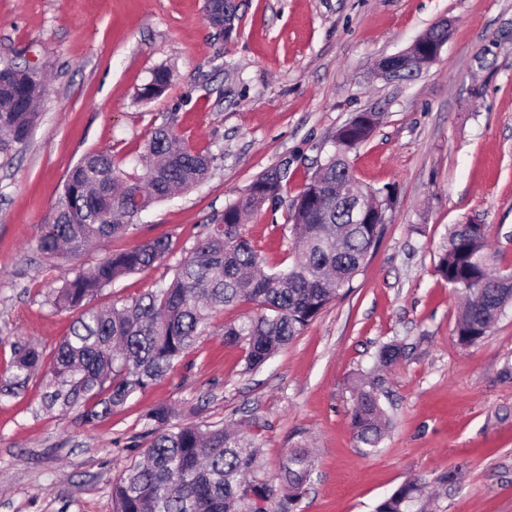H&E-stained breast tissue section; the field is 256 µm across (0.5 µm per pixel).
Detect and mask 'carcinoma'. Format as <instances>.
<instances>
[{
	"label": "carcinoma",
	"mask_w": 512,
	"mask_h": 512,
	"mask_svg": "<svg viewBox=\"0 0 512 512\" xmlns=\"http://www.w3.org/2000/svg\"><path fill=\"white\" fill-rule=\"evenodd\" d=\"M206 0V16L218 29L232 30L236 18ZM438 37L430 28L400 52L395 79L417 76L412 61ZM3 68L29 72V85L19 87L0 75V153L23 143L36 124L37 103L47 85L39 71L7 63ZM171 72L153 71L141 99L162 95ZM357 121L339 127L332 137L334 151L309 177L288 205L294 262L266 269V258L246 235L247 213L265 203L280 204L287 193V172L277 167L262 172L236 201L212 219L170 283L110 310L85 307V300L124 275L164 260L169 241L159 237L120 249L52 291L50 305L74 313L69 333L49 363L26 344L15 351L12 372L0 386V396H16L29 380L44 371L42 409L76 410L86 425L112 414L136 392L163 378L178 362L213 314L226 306L250 303L255 315L224 326V342L244 345L246 370L261 367L299 336L326 306L350 286L379 244L385 218L396 204L394 192L377 190V210L370 223L340 198L346 183L357 181L349 156L380 123L381 113L359 112ZM144 173L131 176L108 153L84 155L67 175L61 197L39 225L37 249L49 258L81 256L93 241L124 238L139 215L202 181L213 158L179 140L172 125L154 128L145 143ZM487 252L485 228L468 221L452 225L448 246L436 265L448 285L465 293L466 306L456 333L459 343H478L512 305V273H494ZM399 343L383 345L377 367L389 368L403 357ZM350 424L358 446L376 448L390 418L377 393V379L355 380ZM172 409L156 405L140 416L150 437L141 449L143 460L128 467L112 485L114 512H292L300 502L315 460L306 444L297 443L282 459L279 474L270 479L261 464L260 445L248 435V421L226 425L171 424ZM427 482H403L381 499L374 512H429Z\"/></svg>",
	"instance_id": "1"
}]
</instances>
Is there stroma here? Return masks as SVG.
<instances>
[{"mask_svg":"<svg viewBox=\"0 0 512 512\" xmlns=\"http://www.w3.org/2000/svg\"><path fill=\"white\" fill-rule=\"evenodd\" d=\"M235 27L208 24L205 0H0V63L30 64L48 81L27 142L0 154V380L17 343L51 353L70 314L47 302L118 249L163 236L168 256L90 298L94 308L135 300L171 280L205 224L263 171L288 167L296 195L332 150L338 127L373 109L384 119L352 151L358 179L394 186L385 234L351 288L259 370L224 327L253 316L215 314L173 370L108 418L38 409L33 378L0 399V512H113L112 485L145 444L140 415L173 408V423L248 432L275 477L289 446L308 441L317 464L295 512H373L401 483L449 481L433 512H512V307L474 346L457 341L461 298L435 271L452 224H484L494 265L512 269V0H235ZM448 22L439 59L408 83L376 77L380 59ZM172 73L158 98L138 99L153 70ZM209 152L208 177L152 205L121 240L102 239L78 262L47 258L37 227L69 169L108 152L133 170L165 119ZM285 205H264L247 235L291 264ZM407 345L376 371L378 348ZM379 372L392 424L374 451L357 446L351 379Z\"/></svg>","mask_w":512,"mask_h":512,"instance_id":"stroma-1","label":"stroma"}]
</instances>
